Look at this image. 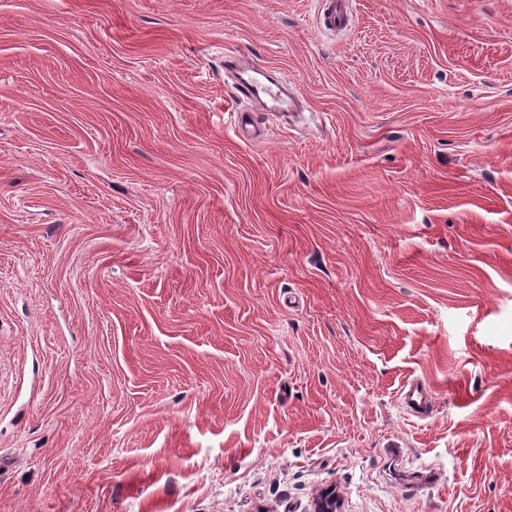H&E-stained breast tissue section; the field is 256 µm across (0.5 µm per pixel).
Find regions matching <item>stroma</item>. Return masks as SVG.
I'll list each match as a JSON object with an SVG mask.
<instances>
[{
	"instance_id": "obj_1",
	"label": "stroma",
	"mask_w": 512,
	"mask_h": 512,
	"mask_svg": "<svg viewBox=\"0 0 512 512\" xmlns=\"http://www.w3.org/2000/svg\"><path fill=\"white\" fill-rule=\"evenodd\" d=\"M319 3L0 0V512H512V0ZM318 16V27L324 31L336 32L343 29L350 14L351 0H323ZM224 68L226 71L233 69L237 74L235 85L238 99L244 98L264 112H275L281 116H290L301 110L303 96L293 86V93L288 92V78L278 79L266 68L250 62L244 55L225 54ZM400 401L404 408L414 417H429L434 410V397L429 385L413 380L401 387Z\"/></svg>"
}]
</instances>
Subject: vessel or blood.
Here are the masks:
<instances>
[{
    "label": "vessel or blood",
    "mask_w": 512,
    "mask_h": 512,
    "mask_svg": "<svg viewBox=\"0 0 512 512\" xmlns=\"http://www.w3.org/2000/svg\"><path fill=\"white\" fill-rule=\"evenodd\" d=\"M322 4L317 20L319 28L328 32L343 29L350 14L351 0H322ZM224 67L236 72V89L241 98L255 103L263 111L282 116L299 112L302 96L297 91L289 92L287 80L278 79L243 55L225 56ZM400 401L412 416L419 419L429 417L434 410L432 390L419 380L402 386Z\"/></svg>",
    "instance_id": "obj_1"
}]
</instances>
